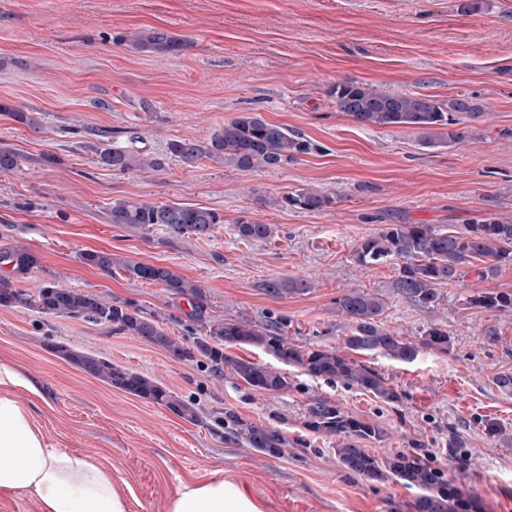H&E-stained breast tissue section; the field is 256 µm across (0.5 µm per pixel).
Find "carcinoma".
<instances>
[{"label":"carcinoma","instance_id":"cac0c4a2","mask_svg":"<svg viewBox=\"0 0 512 512\" xmlns=\"http://www.w3.org/2000/svg\"><path fill=\"white\" fill-rule=\"evenodd\" d=\"M131 48L157 55L187 51L191 43L181 37L153 28L119 37ZM336 108L359 126L400 127L421 133L429 147L457 144L466 140L470 131H443L458 123L456 116L482 122L483 112L466 98L439 99L419 93H396L369 84L345 81L331 90ZM0 112L20 124L35 123L30 113L0 103ZM313 150L311 142L288 127L272 123L255 112H243L224 122V129L204 141L174 139L168 153L181 163L192 166L208 159L216 164L254 172L277 169L300 160ZM98 164L116 172L159 171L164 162L144 150L96 148ZM332 199L317 188H301L270 204L289 205L310 212L328 207ZM110 219L114 224L146 227L161 224L169 234L202 239L211 236L224 217L211 209L180 205H150L129 200L112 203ZM238 237L247 243L267 242L275 236L271 224L240 219L236 222ZM83 263L105 273L117 268L132 276L161 286L168 294L188 299L194 307V319L203 336L187 347L168 335L155 320L140 308L127 302H112L89 291L66 288L55 282H43L35 291L15 288L8 280L0 281V306L33 309L46 316L82 319L110 324L117 331L140 338L169 352L173 357L193 361L204 359L210 372L224 377L230 367L232 378L249 389L281 392L288 387L279 370L254 361L233 358L228 348L250 346L261 348L281 364L301 369L314 379L340 383L372 394L388 404L401 402L403 393L390 385L384 376L364 364L352 361L333 348L302 349L288 342L279 327H261L248 321L210 320L203 315L205 297L202 289L177 272L158 265L134 263L109 252L87 251ZM399 259V272L391 284V292L422 308L438 304L440 288L476 273L479 278L496 276L504 265H512V218L499 214L452 230H437L429 224H390L381 232L363 240L353 252L359 266L369 267ZM34 264L23 248L0 251V265H11L25 273ZM309 287L305 280L288 279L266 284L271 294L293 292ZM469 305L486 311L512 312V291L477 294ZM387 298L379 293L356 288L336 298V315L343 321L346 335L344 348L353 352L375 353L398 362L415 360L422 348L448 351V332L441 326L426 330L419 342L409 341L385 325L382 318ZM54 350L78 366L89 376L110 386L153 403L164 405L181 418L195 422L198 411L194 403L180 400L161 383L136 372L112 364L104 358L85 354L65 344ZM307 426L318 433L337 438L336 456L348 471L373 483L389 480L419 490L414 512H480L476 496L464 494L448 470L436 463L429 453L398 451L385 457L362 447L365 440L382 439V430L372 423L349 415L340 407L319 401L309 409ZM225 434L265 455L282 453L286 440L275 427L259 425L242 418L232 410L224 411Z\"/></svg>","mask_w":512,"mask_h":512}]
</instances>
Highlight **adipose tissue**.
Returning <instances> with one entry per match:
<instances>
[{"label": "adipose tissue", "mask_w": 512, "mask_h": 512, "mask_svg": "<svg viewBox=\"0 0 512 512\" xmlns=\"http://www.w3.org/2000/svg\"><path fill=\"white\" fill-rule=\"evenodd\" d=\"M39 384L0 361V490L36 498L41 512H130L124 481L90 454L51 442L25 398L41 397ZM169 512H264L223 472L181 485Z\"/></svg>", "instance_id": "adipose-tissue-1"}]
</instances>
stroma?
<instances>
[{"label":"stroma","instance_id":"stroma-1","mask_svg":"<svg viewBox=\"0 0 512 512\" xmlns=\"http://www.w3.org/2000/svg\"><path fill=\"white\" fill-rule=\"evenodd\" d=\"M457 0H0V101L35 118L0 114V148L17 171L0 175V250L27 248V274L0 279L35 290L42 282L126 301L171 336L200 331L188 299L123 270L81 261L87 250L161 264L201 287L211 319L280 323L289 342L341 348L335 300L343 289L389 298L391 330L419 340L434 325L447 352L421 350L410 363L371 353L354 358L401 390L400 404L284 367L289 386L274 394L213 377L204 360L168 352L109 325L0 307V358L37 380L43 434L110 466L130 492V512H168L178 488L222 471L265 512H413L416 489L372 484L344 469L336 439L308 428L319 400L378 426L366 441L386 456L421 443L440 454L452 441L468 460L458 485L481 512H512V397L495 384L512 373V313L469 307L471 296L512 290V265L482 280L468 274L442 287L424 309L391 296L398 266H358L355 248L390 224L448 229L494 213L512 216V0H486L461 13ZM158 28L187 38L180 56L119 44V35ZM372 84L398 93L466 97L484 111L478 135L439 149L417 132L360 127L336 109L332 86ZM256 112L311 139L317 152L279 169L244 172L208 160L187 167L167 158L160 171L116 173L99 165L96 130L114 148L165 156L173 139L203 141L225 121ZM54 155L56 163H44ZM305 187L329 195L315 212L279 206ZM210 208L224 216L211 237L175 239L160 225L113 224L114 201ZM277 227L264 243L240 241L239 219ZM302 279L306 291L273 295L270 280ZM496 328L497 343L484 340ZM112 361L194 401L199 419L111 387L60 358L53 344ZM278 428L287 441L270 457L224 435V411Z\"/></svg>","mask_w":512,"mask_h":512}]
</instances>
